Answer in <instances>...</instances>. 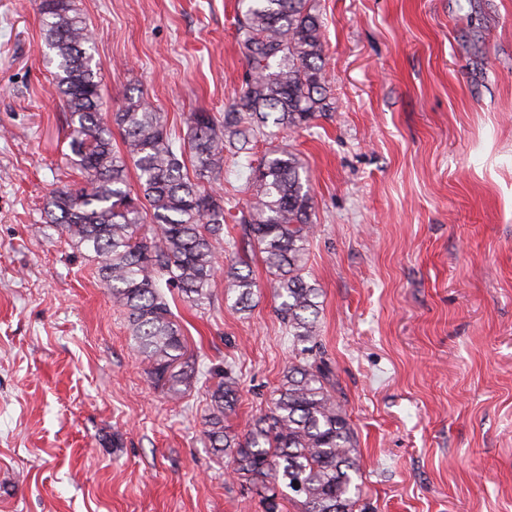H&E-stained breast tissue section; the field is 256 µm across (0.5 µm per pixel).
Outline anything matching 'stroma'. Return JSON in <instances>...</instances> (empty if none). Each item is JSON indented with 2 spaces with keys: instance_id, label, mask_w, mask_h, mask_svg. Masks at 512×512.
I'll list each match as a JSON object with an SVG mask.
<instances>
[{
  "instance_id": "obj_1",
  "label": "stroma",
  "mask_w": 512,
  "mask_h": 512,
  "mask_svg": "<svg viewBox=\"0 0 512 512\" xmlns=\"http://www.w3.org/2000/svg\"><path fill=\"white\" fill-rule=\"evenodd\" d=\"M327 112L281 132L304 164L321 289L313 348L362 459L355 512H512V0H316ZM110 107L182 134L246 62L237 0H77ZM35 0H0V512H262L205 435L199 383L145 374L87 253L34 235L67 161ZM251 310L172 306L231 366L242 431L291 359L259 253Z\"/></svg>"
}]
</instances>
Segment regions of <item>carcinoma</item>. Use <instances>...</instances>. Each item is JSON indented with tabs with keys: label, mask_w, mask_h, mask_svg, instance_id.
I'll list each match as a JSON object with an SVG mask.
<instances>
[{
	"label": "carcinoma",
	"mask_w": 512,
	"mask_h": 512,
	"mask_svg": "<svg viewBox=\"0 0 512 512\" xmlns=\"http://www.w3.org/2000/svg\"><path fill=\"white\" fill-rule=\"evenodd\" d=\"M239 4L236 42L247 63L241 93L219 115L191 113L181 136L141 97L106 112L93 34L75 0H39L53 87L66 112L67 157L83 184L53 189L35 231L59 228L91 253L112 306L126 315L145 374L169 397L182 398L202 377L210 382V446L231 459L241 485L259 492L263 512H281L282 485L301 498L302 512H354L360 472L354 430L336 401L333 368L311 349L321 290L304 277L315 225L303 163L285 148L269 150L250 171V199L238 215L232 213L238 205L215 187L225 155L241 153L260 136L301 129L327 111L322 20L314 0ZM115 129L120 149L112 143ZM229 217L244 226L242 250L260 253L272 276L295 351L270 405L241 435L224 425L237 403L232 368L201 369L165 293L175 288L197 307L212 300L216 244ZM241 265L224 267V295L247 311L257 284Z\"/></svg>",
	"instance_id": "cac0c4a2"
}]
</instances>
